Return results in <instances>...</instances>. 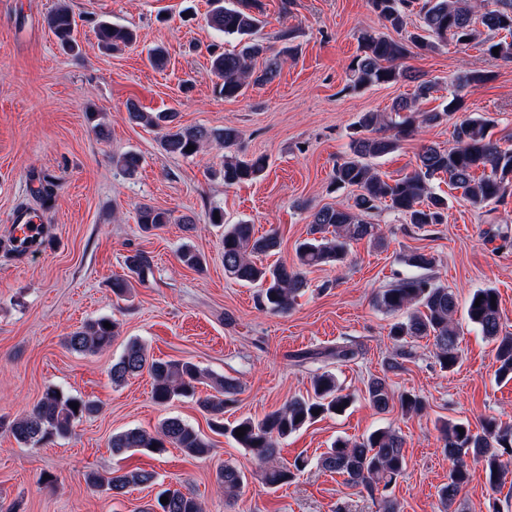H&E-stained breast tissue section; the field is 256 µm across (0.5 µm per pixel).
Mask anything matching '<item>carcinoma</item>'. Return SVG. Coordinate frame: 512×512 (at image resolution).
Segmentation results:
<instances>
[{"instance_id":"cac0c4a2","label":"carcinoma","mask_w":512,"mask_h":512,"mask_svg":"<svg viewBox=\"0 0 512 512\" xmlns=\"http://www.w3.org/2000/svg\"><path fill=\"white\" fill-rule=\"evenodd\" d=\"M369 3L386 26L396 32L403 31L409 16L417 14L421 32H412L400 39L363 33L358 54L348 66L350 87L355 90L414 79L402 66L411 50L433 51L439 43L448 40L464 47L476 41L489 56L497 47L499 59L512 61V0H494V7L484 10L477 5V0H369ZM210 6L206 20L211 28L245 39L243 48L237 53L220 52L215 48L210 51L211 72L224 98L243 95L250 84L265 85L274 81L287 56L295 50L292 31H281L279 39L287 47L269 56L268 47L252 39L262 23L256 15L258 0H210ZM47 25L63 50L73 52L78 48L74 37L75 21L68 8H56L48 16ZM98 38L105 48L112 50L136 40L132 30L110 23L99 27ZM258 58L263 59L259 68L254 64ZM490 79L491 74L484 70H468L456 77V90L450 93V99L440 112H422L418 108L420 102L436 92L437 86L431 80H420L412 96L395 102L390 111L363 113L356 124L350 153L336 165L333 177L335 184L359 190L354 207L323 206L314 211L307 238L297 245L295 261L291 265L266 266L259 262L260 257L280 246L276 233L257 237L251 224L225 226V276L260 288L262 305L272 312L284 313L307 287L308 269L344 262L353 240H380L377 225L367 221L366 216L377 209V203L381 201L405 216L410 224H442L447 216L448 199L433 192L432 183L443 177L448 179V185L462 189L467 201L475 208L507 203V198L512 196V149H503L493 141V119L465 112L464 96L460 94L461 89H476ZM127 111L130 121L160 131V147L169 155L191 157L205 145L224 149L222 174L227 186L252 181L266 168V158L261 155L244 159L231 152L238 139V131L232 127L183 126L177 121L176 112H145L134 102L127 104ZM454 114L457 119L453 146H422L416 154L413 171L401 178L389 179L378 172L372 160L395 152L401 141L415 136L423 126ZM190 145L193 149L186 150ZM137 216L144 232L173 222L170 211L148 204L139 206ZM177 258L190 269L201 271L204 268L203 257L187 246L178 252ZM402 261L411 268L428 270L433 266L434 258L415 250L404 255ZM126 267L142 282L151 270V263L147 255L137 250L126 257ZM477 300L480 301L478 307L475 306ZM375 304L383 311L404 314L403 320L390 327L389 337L394 344L400 346L409 339L428 338L433 340L434 354L441 368L452 370L459 363L458 301L447 287L428 276H410L377 293ZM465 313L495 345V379L511 381L512 333L503 331L497 291L493 288L476 290L467 302ZM106 322L111 328H105ZM119 329L120 323L116 319L100 318L72 332L67 345L79 353L96 354L112 346ZM321 355L346 362L355 358L356 350L348 345H338ZM145 370L153 378L152 398L159 405L192 397L197 385L209 380L215 394L198 400V403L209 416L210 430L229 436L239 447L250 451L260 464L261 481L269 489L292 482L310 464L302 455L289 466L277 464L275 457L280 440L326 415L337 413L339 408L346 409L352 401V394L344 392L336 376L325 371L314 376L311 393L289 398L261 419L246 417L227 427L224 425V406L239 394L236 383L209 375L190 361L151 359L144 345L137 340L126 344L122 354L112 362L109 376L112 384L119 386ZM366 394L373 409L380 414L389 412L395 401L405 413L420 414L426 410L425 399L417 394L406 392L394 398L384 377L371 378ZM72 403L78 404V408L70 407ZM98 410L99 406L92 401L48 389L30 410L8 425V430L17 442L36 446L53 437L68 435L77 420ZM241 427L244 436L238 437L236 430ZM460 428L464 433L458 432ZM440 433L444 450L452 462L448 482L438 492L445 512L469 481L468 457L483 464L492 487L502 485L505 475L503 457L512 456V425L490 418L484 420L481 431L475 433L465 421L445 422ZM168 444L193 457H203L212 448L202 433L178 417L162 420L153 435L139 428H129L113 435L110 441L115 455L137 451L161 454ZM404 445V438L396 430L378 428L359 439L334 441L319 456L317 466L345 477L347 485L362 487L372 497L381 495L382 512H397L395 504L382 492L395 484L407 468ZM216 478L224 488L225 503L235 505L247 483L245 473L226 463L219 467ZM90 481L117 496L130 486L155 484L157 474L139 467L129 470L119 467L108 476L93 475ZM162 495L168 498L167 503L149 505L138 512H202L194 497L179 490L166 489Z\"/></svg>"}]
</instances>
